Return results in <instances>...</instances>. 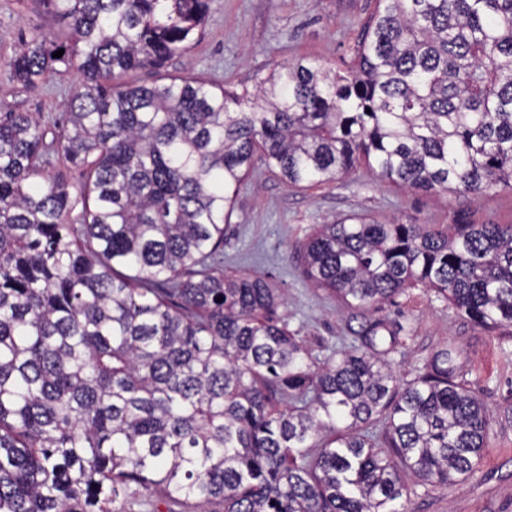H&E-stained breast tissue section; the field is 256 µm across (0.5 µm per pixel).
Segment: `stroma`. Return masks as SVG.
<instances>
[{"label": "stroma", "instance_id": "1", "mask_svg": "<svg viewBox=\"0 0 512 512\" xmlns=\"http://www.w3.org/2000/svg\"><path fill=\"white\" fill-rule=\"evenodd\" d=\"M375 9L376 0H211L202 30L164 70L202 76L241 94L253 93L259 78L300 58L343 70ZM65 29L42 0H0V113L64 119L78 74L53 75L26 87L7 61L20 40ZM350 215L440 227L512 224V190L480 196L401 190L363 166L333 183L290 187L278 169L255 160L224 237L223 270L245 267L280 288L286 303L277 310L279 319L321 358L340 347L344 320L336 300L304 277L297 250L314 225ZM383 313L411 334L404 355L395 358L400 381L411 380L414 367L453 344L465 379L484 393L493 414L475 474L451 486L410 479L411 512H512V330L477 326L420 287L398 295Z\"/></svg>", "mask_w": 512, "mask_h": 512}]
</instances>
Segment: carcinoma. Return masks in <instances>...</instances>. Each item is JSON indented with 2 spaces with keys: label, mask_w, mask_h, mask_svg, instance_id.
<instances>
[{
  "label": "carcinoma",
  "mask_w": 512,
  "mask_h": 512,
  "mask_svg": "<svg viewBox=\"0 0 512 512\" xmlns=\"http://www.w3.org/2000/svg\"><path fill=\"white\" fill-rule=\"evenodd\" d=\"M42 2L69 32L20 42L13 77L82 81L49 141L0 114V512H409L407 476L472 471L490 412L456 349L402 384L408 330L374 312L421 285L512 327V224L317 225L300 261L348 333L322 359L274 319L277 289L221 265L257 155L290 186L363 161L418 191L512 189V0H378L354 66L299 59L253 100L127 81L183 51L209 0ZM56 155L77 189L46 175Z\"/></svg>",
  "instance_id": "obj_1"
}]
</instances>
